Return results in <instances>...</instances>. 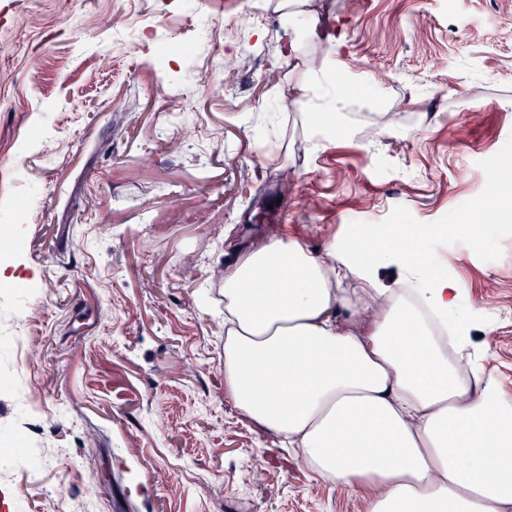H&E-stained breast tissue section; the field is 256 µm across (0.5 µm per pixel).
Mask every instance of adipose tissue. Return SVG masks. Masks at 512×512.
<instances>
[{"instance_id": "1", "label": "adipose tissue", "mask_w": 512, "mask_h": 512, "mask_svg": "<svg viewBox=\"0 0 512 512\" xmlns=\"http://www.w3.org/2000/svg\"><path fill=\"white\" fill-rule=\"evenodd\" d=\"M431 230L238 255L224 390L325 483L368 490V512H512V397L471 341L475 309L421 259Z\"/></svg>"}]
</instances>
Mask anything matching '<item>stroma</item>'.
<instances>
[{
    "mask_svg": "<svg viewBox=\"0 0 512 512\" xmlns=\"http://www.w3.org/2000/svg\"><path fill=\"white\" fill-rule=\"evenodd\" d=\"M261 2L270 23L234 0H0V437L22 442L0 512H365L224 393V269L260 240L453 225L438 267L512 397V0H321L343 46L280 62ZM325 59L352 101L327 138L298 91Z\"/></svg>",
    "mask_w": 512,
    "mask_h": 512,
    "instance_id": "35a3bbf8",
    "label": "stroma"
}]
</instances>
